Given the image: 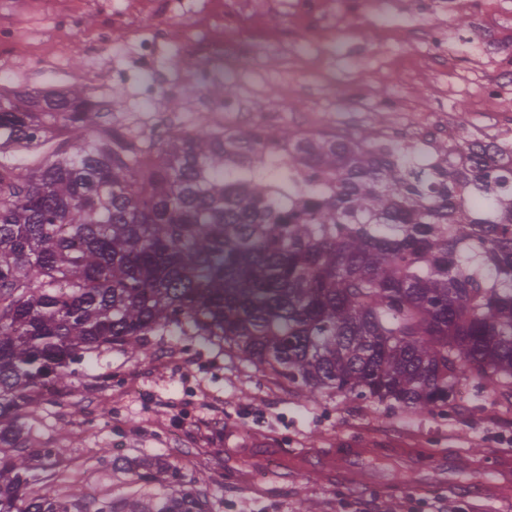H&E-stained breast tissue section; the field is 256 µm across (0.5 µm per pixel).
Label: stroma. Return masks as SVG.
Here are the masks:
<instances>
[{"mask_svg": "<svg viewBox=\"0 0 512 512\" xmlns=\"http://www.w3.org/2000/svg\"><path fill=\"white\" fill-rule=\"evenodd\" d=\"M113 0H0V29L14 43L0 44V86L30 90L84 88L106 95L112 113L124 115L128 88L113 81L126 66L150 90L144 110L178 119L185 99L169 93L172 80L186 77L209 54L222 60L204 87L207 99L243 101L253 112L288 109V126L305 129L310 105L332 106L355 131L395 134L396 103L439 113L449 129L499 138L512 130V112H479L465 90L474 75L477 49L470 35L478 28L475 0H381L377 14L350 32L330 18L295 22L294 0H239L236 16L224 23V43L207 50L198 22L185 16L186 38L174 47L157 43L140 64L135 34L158 28L147 13L113 14ZM71 12L61 26L60 11ZM445 28L448 90L440 92L428 71L401 79L403 66L427 53L410 25ZM334 28L328 38L320 26ZM110 38H96L99 28ZM265 31L279 33L273 45ZM49 61L22 64L33 38ZM147 359L112 350L73 364L65 392L49 395L24 424L32 454L56 448L54 469L65 476L54 487L62 498L88 503L102 497H149L170 478L143 482L131 470H113L112 461L132 466L162 460L176 464L184 487L207 476L209 512H501L502 506L449 495L398 460L383 463L404 491L387 498L362 471L354 490L302 472L304 454L335 447L342 439L391 443L422 452L447 449L469 456L474 469L491 457L512 456V397L482 386L470 374L458 380L448 406L416 414L369 399L333 392L300 400L268 370L241 362L225 346L196 336L158 335L148 339Z\"/></svg>", "mask_w": 512, "mask_h": 512, "instance_id": "1", "label": "stroma"}]
</instances>
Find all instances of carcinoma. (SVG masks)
Returning a JSON list of instances; mask_svg holds the SVG:
<instances>
[{"instance_id": "1", "label": "carcinoma", "mask_w": 512, "mask_h": 512, "mask_svg": "<svg viewBox=\"0 0 512 512\" xmlns=\"http://www.w3.org/2000/svg\"><path fill=\"white\" fill-rule=\"evenodd\" d=\"M436 160L358 131H148L84 90L0 88V512L32 490L23 420L103 350L218 337L300 396L429 412L462 365L512 392V147ZM96 512H207L177 489Z\"/></svg>"}]
</instances>
